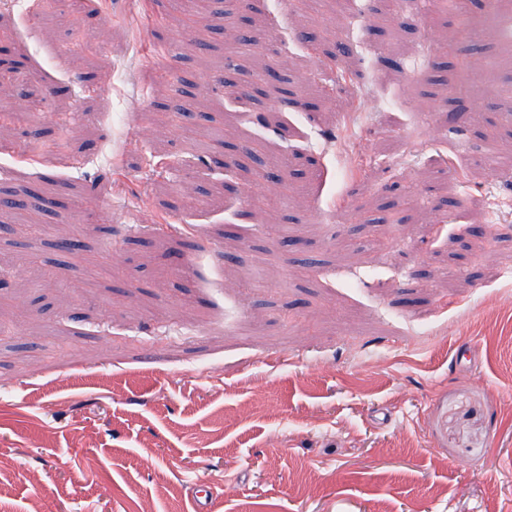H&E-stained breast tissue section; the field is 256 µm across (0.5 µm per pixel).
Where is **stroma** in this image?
Instances as JSON below:
<instances>
[{
  "mask_svg": "<svg viewBox=\"0 0 512 512\" xmlns=\"http://www.w3.org/2000/svg\"><path fill=\"white\" fill-rule=\"evenodd\" d=\"M91 7L0 5V512H512V38Z\"/></svg>",
  "mask_w": 512,
  "mask_h": 512,
  "instance_id": "35a3bbf8",
  "label": "stroma"
}]
</instances>
